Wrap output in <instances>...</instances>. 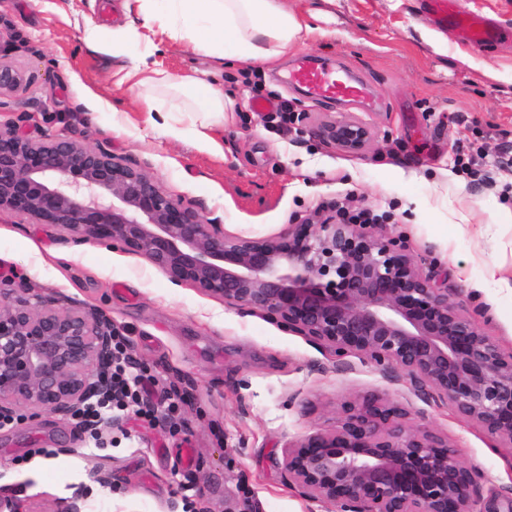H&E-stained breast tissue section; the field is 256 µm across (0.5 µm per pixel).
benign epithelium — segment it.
Instances as JSON below:
<instances>
[{"mask_svg": "<svg viewBox=\"0 0 512 512\" xmlns=\"http://www.w3.org/2000/svg\"><path fill=\"white\" fill-rule=\"evenodd\" d=\"M24 82L0 47V96ZM24 121L0 125V212L53 224L76 243L143 255L172 283L259 314L327 349L339 366L355 356L400 370L417 392L512 445V351L458 313L400 238L311 218L275 237L226 235L106 148L34 140ZM318 132L349 154L372 140L356 120L324 122ZM114 336L97 309L22 283L0 287V416L21 408L31 418L77 416L105 392ZM407 415L378 394L344 402L332 429L285 446L288 481L326 512H512V487L482 497L479 473L448 439L407 424Z\"/></svg>", "mask_w": 512, "mask_h": 512, "instance_id": "benign-epithelium-1", "label": "benign epithelium"}]
</instances>
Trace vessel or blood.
<instances>
[{
  "label": "vessel or blood",
  "instance_id": "obj_1",
  "mask_svg": "<svg viewBox=\"0 0 512 512\" xmlns=\"http://www.w3.org/2000/svg\"><path fill=\"white\" fill-rule=\"evenodd\" d=\"M428 18L452 26L468 41L489 44L501 37L498 25L467 7L462 0H425ZM287 81L306 90L310 99L371 104L369 86L338 63L325 58L301 56L289 69Z\"/></svg>",
  "mask_w": 512,
  "mask_h": 512
}]
</instances>
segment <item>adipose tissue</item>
Masks as SVG:
<instances>
[{"label":"adipose tissue","instance_id":"obj_1","mask_svg":"<svg viewBox=\"0 0 512 512\" xmlns=\"http://www.w3.org/2000/svg\"><path fill=\"white\" fill-rule=\"evenodd\" d=\"M146 27L160 29L170 41L183 42L197 56L273 65L288 48L312 34V27L286 0H139ZM87 42H108L113 52L131 57L130 67L117 75V85L135 91L174 85L186 100L172 105L162 97L144 98L146 112L158 113L164 124L189 122L197 138L213 144L212 133L223 126L236 101L221 82L191 72L170 83L155 65L157 45L130 27L87 25Z\"/></svg>","mask_w":512,"mask_h":512}]
</instances>
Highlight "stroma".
Masks as SVG:
<instances>
[{
	"label": "stroma",
	"instance_id": "obj_1",
	"mask_svg": "<svg viewBox=\"0 0 512 512\" xmlns=\"http://www.w3.org/2000/svg\"><path fill=\"white\" fill-rule=\"evenodd\" d=\"M499 24L500 40L477 47L423 12V0H288L316 16L318 33L274 66L224 69L239 111L200 143L188 124L165 129L137 93L117 86L130 66L82 40L92 21L142 27L123 0H0V46L28 83L0 97V123L23 121L34 138L63 134L100 145L152 175L165 191L218 220L229 234L264 237L294 217L329 216L331 205L367 208L376 235L402 237L423 275L447 289L503 350L512 349V0H466ZM155 57L171 79L199 67L162 33ZM302 55L333 56L365 78L376 111L310 100L286 74ZM288 100L299 123L277 128L257 100ZM358 119L374 137L351 155L324 141L325 121ZM494 178L472 182L459 154ZM497 267V279L487 275ZM22 282L109 314L138 369L158 392L178 395L174 415L148 422L136 404L90 437L76 419L21 417L0 428V493L32 512H56L83 492L84 512H325L283 468L288 442L331 428L345 400L379 393L408 421L445 436L481 476L482 495L512 485V452L493 447L477 425L444 402L417 395L399 371L349 358L338 366L322 347L250 311L172 283L142 255L107 243H76L59 227L0 213V286ZM196 462L183 467L180 451ZM52 466H44V459ZM105 465L111 487L92 470Z\"/></svg>",
	"mask_w": 512,
	"mask_h": 512
}]
</instances>
